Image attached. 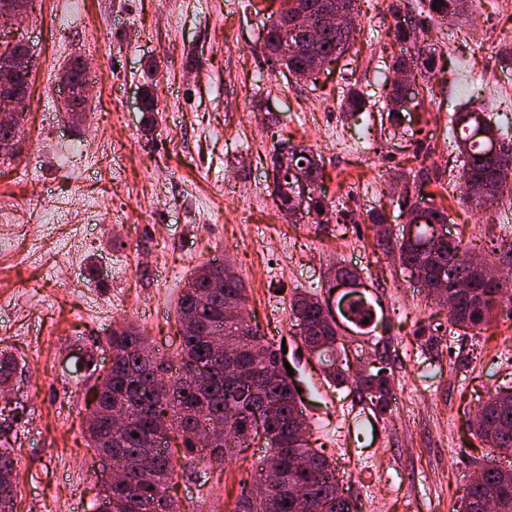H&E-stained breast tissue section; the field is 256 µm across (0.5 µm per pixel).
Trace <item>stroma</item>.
Here are the masks:
<instances>
[{"mask_svg":"<svg viewBox=\"0 0 512 512\" xmlns=\"http://www.w3.org/2000/svg\"><path fill=\"white\" fill-rule=\"evenodd\" d=\"M283 0H38L0 39L34 48L28 110L10 158L0 159V353L17 371L0 396V444L17 460L16 512H100L110 464L87 448L88 394L108 367L114 322L143 330L178 363V297L190 274L229 260L248 288L247 309L301 381L322 377L294 346L289 314L299 294L325 296L335 266L359 272L379 320L349 331L354 366L372 368L376 347L393 371L390 412L375 414L346 388L322 410L332 427L311 443L336 465L345 496L365 512H457L489 448L467 422L491 393L512 389V311L481 335L443 336L422 352L418 322H445L392 256L376 247L371 209L405 224L392 175L439 173L425 194L447 208L450 237L489 256L512 235V198L478 210L460 198L455 104L496 107L512 129V0H470L468 21L433 26L429 83H416L399 121L354 118L338 98L358 80L378 104L401 49L390 0H361L356 33L316 82L289 80L268 60L266 27ZM90 64L93 106L80 121L60 110L58 72ZM161 111L141 112L145 86ZM424 142H417L415 130ZM359 138L363 155L337 149ZM310 148L324 165L318 188L353 223L289 218L273 200L271 155ZM260 448L232 462L176 466L168 493L181 512H233ZM92 475H84L86 464Z\"/></svg>","mask_w":512,"mask_h":512,"instance_id":"stroma-1","label":"stroma"}]
</instances>
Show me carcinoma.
<instances>
[{
  "label": "carcinoma",
  "instance_id": "1",
  "mask_svg": "<svg viewBox=\"0 0 512 512\" xmlns=\"http://www.w3.org/2000/svg\"><path fill=\"white\" fill-rule=\"evenodd\" d=\"M358 0H297V8L314 18L329 8L348 15L357 14ZM467 0H417L408 6L403 0H391V15H410L420 10L422 17L404 27L396 24L393 38L399 44L417 47L412 55L394 57L392 71L426 78L437 66L435 52L423 45L425 22L447 17H466ZM282 16L271 20L265 47L273 61L289 75L314 73L315 65L330 55L339 56L356 32L355 20L343 28L302 30L291 38L311 37L316 44L309 58L302 52L280 50L279 30ZM389 117H396L406 103L402 86L387 79ZM342 110L355 116L371 109V102L357 83H346L340 99ZM453 129L460 133L457 148L461 167L458 184L462 199L482 208L504 196L512 180V140L494 126L492 115L485 109L464 106L451 116ZM288 154L306 162L314 180L324 177L321 159L306 147H290ZM432 179L431 171L422 167L414 174L401 175L405 193L398 205L411 213L420 208L422 219L392 232L385 216L376 212L370 221L376 227L377 246L398 258L399 266L423 282L436 304L446 308L447 323L465 335L480 333L489 323L495 308L512 300V278L487 279L483 258L470 253L461 242L435 238L434 226L449 221L448 212L434 204H419L426 198L423 187ZM290 192L286 182L276 184L275 204L292 213ZM316 223H336L348 213L333 208L317 198L311 205ZM471 257L475 268L467 272L469 287L450 288L458 273L457 258ZM216 270L211 277L195 271L185 283L177 302L179 323L181 384L172 393L153 386L155 373L170 366L151 350L148 337L133 324L112 328L108 343L115 355L112 371L101 381L98 413L86 420L88 446L96 454L108 453L115 465L130 468V482L107 478L103 482L104 499L112 512H180L173 497L167 495L175 475L172 447H183V459L193 463L208 461L224 464L239 448L260 445L267 454L259 461L253 480L261 484L279 479L278 489L265 497L243 495L233 512H356L355 504L339 491L333 462L311 446L310 434H301L308 425L307 417L297 408L296 389L288 377L267 378L263 375L265 359L273 345L265 341L259 327L252 324L246 312V285L226 262L213 261ZM326 301L313 295H299L290 304V312L299 327L302 343L311 354L320 355L339 342V324L328 318ZM343 318L356 327L364 320L374 323L373 304L364 296L350 299ZM440 322L422 324L415 330L420 344L433 349L439 341ZM329 382L353 386L359 395L380 412L387 410L392 399L388 367L372 373L350 372L349 357L330 365ZM125 410L128 424L120 434L111 432L114 411ZM472 434L496 452H512V391L497 392L477 410L470 422ZM16 461L8 449L0 450V512H13ZM494 500L500 512H512V470L481 466L479 474L466 485L461 496L460 512H490L486 508Z\"/></svg>",
  "mask_w": 512,
  "mask_h": 512
}]
</instances>
